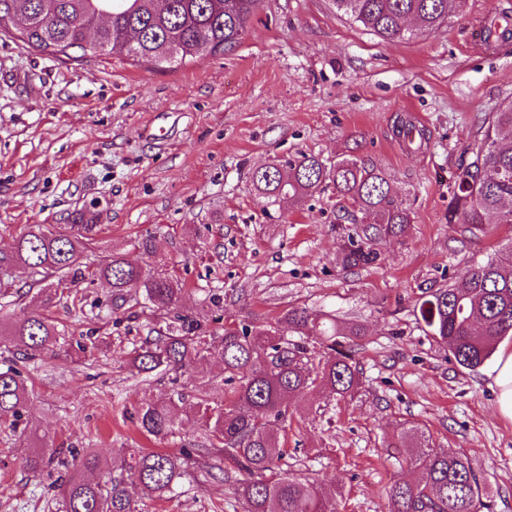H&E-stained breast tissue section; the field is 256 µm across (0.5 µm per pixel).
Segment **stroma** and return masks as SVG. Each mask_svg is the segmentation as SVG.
Segmentation results:
<instances>
[{"label": "stroma", "instance_id": "35a3bbf8", "mask_svg": "<svg viewBox=\"0 0 512 512\" xmlns=\"http://www.w3.org/2000/svg\"><path fill=\"white\" fill-rule=\"evenodd\" d=\"M502 12L512 0H464L441 29L385 40L333 0H262L235 49L174 67L117 52L57 59L0 32V250L27 225L84 211L98 224L84 262L117 254L168 270L187 288L183 310L215 331L260 327L291 306L363 325L362 392L301 402L286 423L291 470L339 493L340 512H387L390 480L422 475L395 464L387 441L416 425L469 458L494 512H512V420L495 411L489 368L456 367L413 314L422 289L512 251V224L467 239L448 221L455 171L489 112L512 99V40L476 46L478 25ZM401 117L426 130L427 146L406 147ZM302 155L355 156L387 174L413 223L402 240L377 242L379 265L341 269L350 221L332 190L271 206L253 189L252 170ZM49 314L64 347L23 364L0 350V367L18 364L33 391L23 419L39 433L24 444L0 428V512H61L53 475L20 465L44 444L107 461L121 448L188 451L176 492L140 500L139 512H244L195 420L164 441L140 430L143 395L172 387L128 363L146 316L113 309L102 281L66 289Z\"/></svg>", "mask_w": 512, "mask_h": 512}]
</instances>
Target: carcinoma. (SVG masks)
<instances>
[{
	"instance_id": "carcinoma-1",
	"label": "carcinoma",
	"mask_w": 512,
	"mask_h": 512,
	"mask_svg": "<svg viewBox=\"0 0 512 512\" xmlns=\"http://www.w3.org/2000/svg\"><path fill=\"white\" fill-rule=\"evenodd\" d=\"M0 0V31L21 14L28 27L19 31L28 47L55 58L82 59L117 51L137 61L176 65L232 50L245 34L259 0ZM461 0H334L336 10L383 39L410 38L447 24ZM112 6L109 24L86 41L98 10ZM406 146H424L414 123L402 125ZM471 160L453 175L448 223L462 235H484L494 224H512V100L490 113L483 133L470 148ZM256 191L272 204L300 200L331 186L361 217L342 240L339 260L345 270L379 264L375 243L406 236L412 212L394 196L390 181L373 165L342 158L329 165L302 155L285 165L269 164L252 171ZM94 219L79 213L71 224L48 228L31 224L17 237L11 251H0V272L19 269L39 289L49 305L67 282L102 280L112 288L117 308L136 291L152 308L166 312L153 336L130 359L140 374L188 370L211 358L220 360L224 376L216 394L192 404L179 390L165 398H144L138 422L147 434L164 440L175 433L179 414L187 411L205 428L216 468L232 466L235 494L247 512H337L317 482L288 469L286 451L274 430L286 421L292 404L322 390L339 400L354 398L361 389L353 337L362 326L305 307L284 311L269 328L241 323L214 334L197 318L180 312L184 288L166 271L132 265L120 256L98 264H82L93 240ZM458 286L428 288L416 304L417 320L427 335L448 347V359L474 371L512 336V254L466 267ZM60 331L43 315L4 322L0 345L19 348L33 360L55 345ZM32 395L22 373L10 366L0 370V426L16 427ZM388 447L399 466L419 465L424 476L416 484L392 480L385 488L389 512H480L483 483L463 454L436 448L425 431L411 425L393 435ZM189 453L133 452L123 456L121 473L102 463L89 448H43L21 456V464L37 472L57 462L65 467L57 477L62 512H137L128 485L141 495L164 499L175 492ZM102 470L98 480L86 471Z\"/></svg>"
}]
</instances>
